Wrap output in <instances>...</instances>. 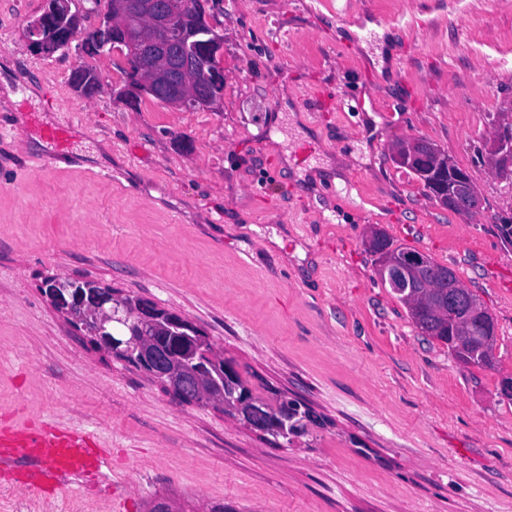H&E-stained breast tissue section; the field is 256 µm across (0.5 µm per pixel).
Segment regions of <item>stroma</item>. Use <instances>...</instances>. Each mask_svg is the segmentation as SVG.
Listing matches in <instances>:
<instances>
[{"mask_svg":"<svg viewBox=\"0 0 512 512\" xmlns=\"http://www.w3.org/2000/svg\"><path fill=\"white\" fill-rule=\"evenodd\" d=\"M42 0H0V423L95 433L112 471L82 501L147 512H512V192L483 162L512 98V0H214L224 36L216 111L119 99L117 59L36 53ZM392 34L381 46L376 33ZM379 49L385 63L373 62ZM94 69L91 98L69 84ZM324 94L314 107L312 91ZM77 130L68 154L20 137L29 113ZM429 140L478 186L441 207L390 159ZM381 229L452 268L489 309L494 368L423 336L374 273ZM50 277L91 279L179 312L256 396L304 402L293 446L188 405L95 349L49 303Z\"/></svg>","mask_w":512,"mask_h":512,"instance_id":"35a3bbf8","label":"stroma"}]
</instances>
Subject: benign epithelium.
I'll list each match as a JSON object with an SVG mask.
<instances>
[{
    "label": "benign epithelium",
    "instance_id": "benign-epithelium-1",
    "mask_svg": "<svg viewBox=\"0 0 512 512\" xmlns=\"http://www.w3.org/2000/svg\"><path fill=\"white\" fill-rule=\"evenodd\" d=\"M210 3L211 0H118L112 9L102 13L97 7L73 10L69 0H44L42 14L28 25V37L37 53L49 55L69 47L76 39L87 49L96 47L107 36L109 53L125 64L134 63L119 91L126 105L133 107L153 94L154 85L148 75L160 65L163 82L169 88L165 105L214 111L224 100V91L217 90L224 83L223 35L209 25L203 28V38L192 42L177 38L172 32L181 11L189 9L205 18ZM91 16L97 17L98 22L88 28L83 21ZM203 58L214 62L207 71L200 67ZM487 154L494 172L512 164V98L500 107L487 142ZM391 157L394 163L414 173L441 204L465 212L480 211L482 200L473 191L469 172L435 145L417 137L402 139L392 147ZM366 244L382 255L383 283L405 294L421 287L429 267L428 256L399 254L384 246V239L376 230L367 236ZM44 288L51 306L83 329L96 349L118 359L131 358L150 380L178 397L184 395V385L192 382L200 396L227 410L253 433L264 435L269 431L267 426L260 428L246 421L250 400L235 396L224 383L220 365L223 355L209 349L202 336L174 335L186 327L181 314L160 308L148 316L136 302L115 291L90 298L72 280L50 278ZM160 327L171 335L147 340L146 331ZM281 420L282 426L274 435L283 438L284 445L293 444L304 435V428L286 405Z\"/></svg>",
    "mask_w": 512,
    "mask_h": 512
}]
</instances>
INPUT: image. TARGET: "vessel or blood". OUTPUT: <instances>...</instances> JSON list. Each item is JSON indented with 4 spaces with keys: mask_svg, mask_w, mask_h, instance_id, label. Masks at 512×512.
<instances>
[{
    "mask_svg": "<svg viewBox=\"0 0 512 512\" xmlns=\"http://www.w3.org/2000/svg\"><path fill=\"white\" fill-rule=\"evenodd\" d=\"M112 454L93 434L58 426L0 428V471L45 497L62 492L68 481L101 476Z\"/></svg>",
    "mask_w": 512,
    "mask_h": 512,
    "instance_id": "vessel-or-blood-1",
    "label": "vessel or blood"
}]
</instances>
